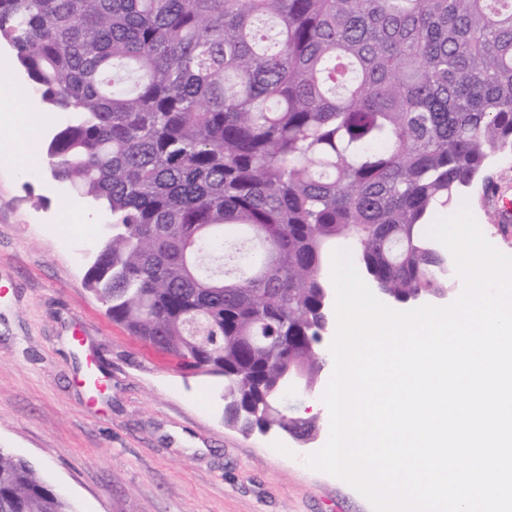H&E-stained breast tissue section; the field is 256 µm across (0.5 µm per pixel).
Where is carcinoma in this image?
I'll list each match as a JSON object with an SVG mask.
<instances>
[{
    "mask_svg": "<svg viewBox=\"0 0 512 512\" xmlns=\"http://www.w3.org/2000/svg\"><path fill=\"white\" fill-rule=\"evenodd\" d=\"M54 180L107 212L112 321L224 377L226 425L283 429L326 357L320 258L352 242L404 302L454 285L426 235L512 149V0H0ZM0 512H74L0 448ZM284 391L288 394V411L295 418L300 417L301 402L311 395L312 388L308 385L303 370L288 359V369L284 374Z\"/></svg>",
    "mask_w": 512,
    "mask_h": 512,
    "instance_id": "1",
    "label": "carcinoma"
}]
</instances>
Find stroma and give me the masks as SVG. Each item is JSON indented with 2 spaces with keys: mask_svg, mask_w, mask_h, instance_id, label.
Masks as SVG:
<instances>
[{
  "mask_svg": "<svg viewBox=\"0 0 512 512\" xmlns=\"http://www.w3.org/2000/svg\"><path fill=\"white\" fill-rule=\"evenodd\" d=\"M0 127V448L31 460L77 512H373L310 468L328 440L326 406L307 443L245 436L224 423V380L177 371L129 336L84 284L105 217L75 209L34 153ZM465 201L483 234L512 255L481 184ZM107 374L103 399L80 384L86 355Z\"/></svg>",
  "mask_w": 512,
  "mask_h": 512,
  "instance_id": "obj_1",
  "label": "stroma"
}]
</instances>
